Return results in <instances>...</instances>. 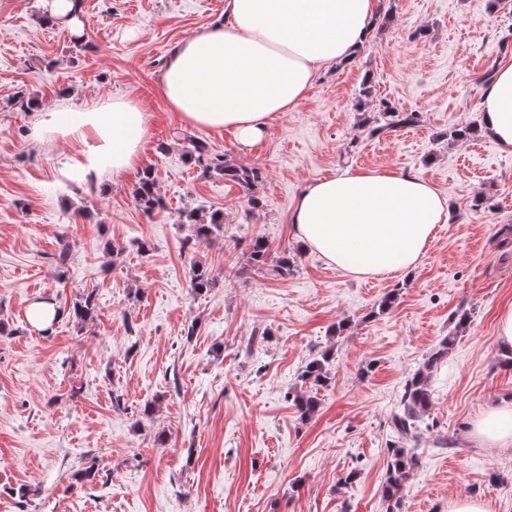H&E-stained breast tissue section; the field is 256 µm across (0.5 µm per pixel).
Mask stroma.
Wrapping results in <instances>:
<instances>
[{
	"label": "stroma",
	"mask_w": 512,
	"mask_h": 512,
	"mask_svg": "<svg viewBox=\"0 0 512 512\" xmlns=\"http://www.w3.org/2000/svg\"><path fill=\"white\" fill-rule=\"evenodd\" d=\"M374 5L352 60L321 68L298 107L246 145L184 125L160 83L224 0H84L77 51L39 21L43 0H0V512H386L391 414L446 338L402 512H448L460 497L512 512V449L470 434L512 397V352L496 342L512 304V154L483 134L479 109L485 74L512 65V0ZM19 91L44 105L141 100L144 164L165 208L137 205L134 170L62 180L77 145L35 142ZM384 101L419 123L368 137L364 118ZM189 135L259 171L258 206L186 161ZM348 166L415 175L447 197L415 271L356 279L297 240L295 199ZM196 208L223 212V234L188 243L180 216ZM258 235L292 259L287 277L249 267ZM197 264L216 281L200 294ZM89 293L96 312L81 323L73 306ZM45 297L63 313L46 332L28 317ZM326 350L330 382L301 418L288 394ZM89 467L93 480L76 479Z\"/></svg>",
	"instance_id": "obj_1"
}]
</instances>
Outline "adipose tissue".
<instances>
[{
    "mask_svg": "<svg viewBox=\"0 0 512 512\" xmlns=\"http://www.w3.org/2000/svg\"><path fill=\"white\" fill-rule=\"evenodd\" d=\"M373 9L374 0H227L223 23L173 50L164 97L188 126L230 128L242 142L258 141L276 116L300 104L321 64L351 57ZM481 110L485 132L512 153V65L497 72ZM148 121L138 101L117 96L91 107H41L32 129L40 144L78 143L60 174L84 182L138 167ZM447 220L448 203L428 182L352 167L308 185L292 214L306 250L358 278L414 270ZM473 432L512 445V402L501 401Z\"/></svg>",
    "mask_w": 512,
    "mask_h": 512,
    "instance_id": "adipose-tissue-1",
    "label": "adipose tissue"
}]
</instances>
